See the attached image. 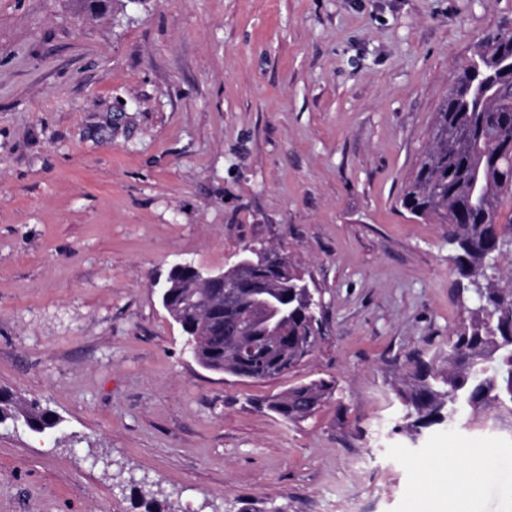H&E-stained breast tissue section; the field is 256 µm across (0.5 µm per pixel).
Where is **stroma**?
<instances>
[{"label":"stroma","instance_id":"1","mask_svg":"<svg viewBox=\"0 0 512 512\" xmlns=\"http://www.w3.org/2000/svg\"><path fill=\"white\" fill-rule=\"evenodd\" d=\"M512 0H0V512H451L444 448L488 453L470 512H512V417L411 436L396 394L467 316L444 225L400 197L435 112ZM261 243L325 337L295 370L218 374L155 279ZM334 381L308 418L266 407ZM19 419L32 424L34 429L31 431L34 432L40 433L57 427L56 416L37 401L31 400L26 404H20L17 396L0 390V423H14Z\"/></svg>","mask_w":512,"mask_h":512}]
</instances>
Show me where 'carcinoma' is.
Instances as JSON below:
<instances>
[{"instance_id":"cac0c4a2","label":"carcinoma","mask_w":512,"mask_h":512,"mask_svg":"<svg viewBox=\"0 0 512 512\" xmlns=\"http://www.w3.org/2000/svg\"><path fill=\"white\" fill-rule=\"evenodd\" d=\"M511 51L512 29L488 36L478 47L436 112L431 147L401 196L413 217L448 225L455 270L467 281L473 303L468 319L448 339V368L417 363L406 388L397 391L416 435L452 423L463 408L512 415V277L497 265L512 240V225L505 230L497 224L503 198H512V75L502 68ZM248 257L258 284L288 297V318L278 325L275 347L258 344L264 369L238 358L246 337L265 332L252 290L236 288L224 304L215 290L195 287L192 276L171 272L169 296L161 301L203 368L260 380L293 371L322 336L307 309L306 280L288 257L262 245L249 246ZM477 280L482 287L473 286ZM333 394V382L320 379L292 387L268 407L285 420H300ZM19 419L39 433L57 427L56 416L37 401L21 404L0 390V423Z\"/></svg>"}]
</instances>
